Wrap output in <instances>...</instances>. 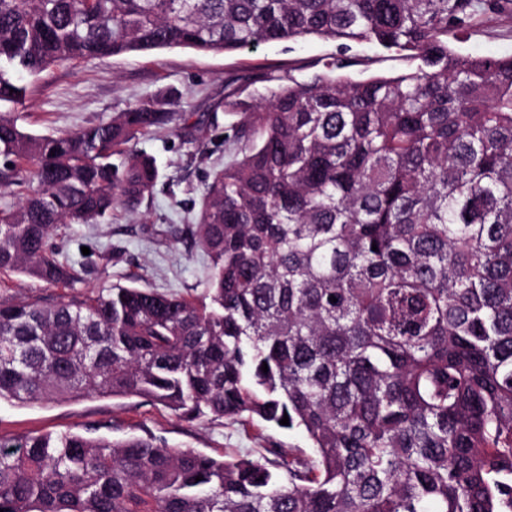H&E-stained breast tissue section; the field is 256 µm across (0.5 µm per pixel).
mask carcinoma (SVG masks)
<instances>
[{
    "instance_id": "obj_1",
    "label": "carcinoma",
    "mask_w": 512,
    "mask_h": 512,
    "mask_svg": "<svg viewBox=\"0 0 512 512\" xmlns=\"http://www.w3.org/2000/svg\"><path fill=\"white\" fill-rule=\"evenodd\" d=\"M503 17L512 0H0V272L50 287L78 279L60 225L152 198L156 160L133 145L175 113L158 96L37 135L14 116L19 75L310 37L409 62L354 79L334 57L302 81L263 74L255 102L228 92L239 153L188 227L202 294L0 299V400L286 415L308 448L228 460L153 435L34 434L0 441V509L512 512V56L448 41Z\"/></svg>"
}]
</instances>
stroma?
Returning a JSON list of instances; mask_svg holds the SVG:
<instances>
[{
  "mask_svg": "<svg viewBox=\"0 0 512 512\" xmlns=\"http://www.w3.org/2000/svg\"><path fill=\"white\" fill-rule=\"evenodd\" d=\"M470 54L512 56V21L478 24L451 38ZM344 55L347 75L363 78L396 74L407 63L393 51L369 44L340 51L338 43L306 38L263 44L232 53L200 54L172 48L86 59L26 78V97L16 108L18 123L28 131L55 135L105 123L130 104L172 96L171 109L188 122L210 126V138L189 140L166 129L139 141L155 156L160 177L149 201L134 212L115 207L97 224H65L58 234L65 253L79 270V281L61 290L23 276L0 275V297H34L52 302L59 296H91L113 283H133L175 294H199L208 270L207 255L185 229L195 223L204 180L235 158L237 146L223 141L234 116L224 108L225 84L232 76L253 77L245 97L260 99L268 91L260 74L292 69L296 79L310 75L312 63ZM86 432L121 438L154 434L168 445L216 458H259L269 449L306 447L296 430L262 429L239 419L189 423L145 399L98 396L45 406L0 402V436L18 439L33 433Z\"/></svg>",
  "mask_w": 512,
  "mask_h": 512,
  "instance_id": "35a3bbf8",
  "label": "stroma"
}]
</instances>
